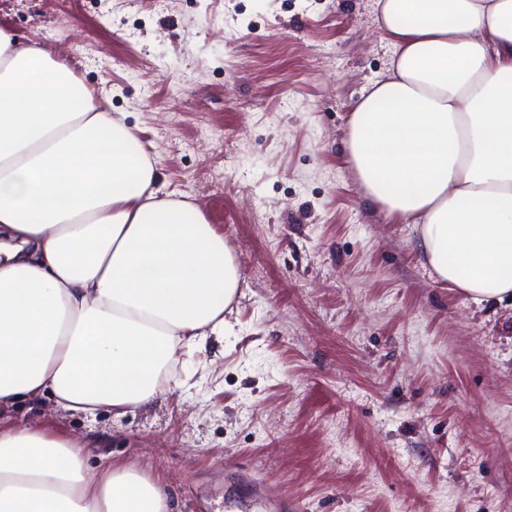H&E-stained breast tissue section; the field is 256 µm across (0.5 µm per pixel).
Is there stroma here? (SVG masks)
<instances>
[{
  "label": "stroma",
  "instance_id": "1",
  "mask_svg": "<svg viewBox=\"0 0 512 512\" xmlns=\"http://www.w3.org/2000/svg\"><path fill=\"white\" fill-rule=\"evenodd\" d=\"M0 27L125 113L240 275L152 406L1 425L160 475L174 512H512V306L437 281L344 160L391 55L374 0H0Z\"/></svg>",
  "mask_w": 512,
  "mask_h": 512
}]
</instances>
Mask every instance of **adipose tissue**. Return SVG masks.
<instances>
[{
	"instance_id": "ef3b65f1",
	"label": "adipose tissue",
	"mask_w": 512,
	"mask_h": 512,
	"mask_svg": "<svg viewBox=\"0 0 512 512\" xmlns=\"http://www.w3.org/2000/svg\"><path fill=\"white\" fill-rule=\"evenodd\" d=\"M375 7L393 52L345 160L438 280L478 306L512 300V0ZM238 286L223 236L166 191L124 114L0 28V409L150 406L183 350L226 334ZM86 451L0 429V512H171L161 480L89 472Z\"/></svg>"
}]
</instances>
